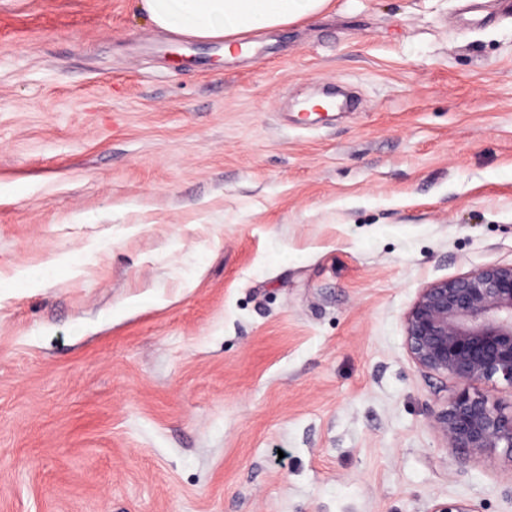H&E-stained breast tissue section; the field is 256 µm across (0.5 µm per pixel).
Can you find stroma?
I'll list each match as a JSON object with an SVG mask.
<instances>
[{
  "instance_id": "obj_1",
  "label": "stroma",
  "mask_w": 512,
  "mask_h": 512,
  "mask_svg": "<svg viewBox=\"0 0 512 512\" xmlns=\"http://www.w3.org/2000/svg\"><path fill=\"white\" fill-rule=\"evenodd\" d=\"M501 2L335 0L228 58L136 0H0V280L62 262L0 289V512H512L404 331L512 264ZM61 263L62 262L58 260L47 263L45 269H41L38 273H33L29 269L20 270L16 276L7 283H0V288H27L42 280H49L55 273L57 266Z\"/></svg>"
}]
</instances>
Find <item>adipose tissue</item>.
Masks as SVG:
<instances>
[{
	"label": "adipose tissue",
	"mask_w": 512,
	"mask_h": 512,
	"mask_svg": "<svg viewBox=\"0 0 512 512\" xmlns=\"http://www.w3.org/2000/svg\"><path fill=\"white\" fill-rule=\"evenodd\" d=\"M332 5L333 0H137L156 28L222 43L228 56L243 35L317 17Z\"/></svg>",
	"instance_id": "ef3b65f1"
}]
</instances>
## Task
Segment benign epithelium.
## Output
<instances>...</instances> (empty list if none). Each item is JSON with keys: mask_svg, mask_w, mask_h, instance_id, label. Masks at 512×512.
Returning <instances> with one entry per match:
<instances>
[{"mask_svg": "<svg viewBox=\"0 0 512 512\" xmlns=\"http://www.w3.org/2000/svg\"><path fill=\"white\" fill-rule=\"evenodd\" d=\"M409 354L423 371L456 383L434 417L447 447L502 449L512 462V411L478 385L512 389V265H489L423 288L405 315Z\"/></svg>", "mask_w": 512, "mask_h": 512, "instance_id": "1", "label": "benign epithelium"}]
</instances>
